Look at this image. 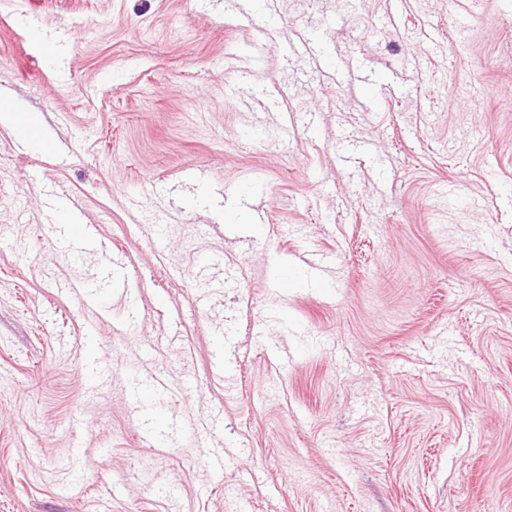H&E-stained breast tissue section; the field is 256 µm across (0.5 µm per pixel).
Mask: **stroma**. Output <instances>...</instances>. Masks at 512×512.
Returning a JSON list of instances; mask_svg holds the SVG:
<instances>
[{
    "instance_id": "1",
    "label": "stroma",
    "mask_w": 512,
    "mask_h": 512,
    "mask_svg": "<svg viewBox=\"0 0 512 512\" xmlns=\"http://www.w3.org/2000/svg\"><path fill=\"white\" fill-rule=\"evenodd\" d=\"M269 2L0 0V512H512V0ZM0 123L21 128L26 132L35 133L37 129L36 119L29 113H19L17 109L7 102L0 105Z\"/></svg>"
}]
</instances>
